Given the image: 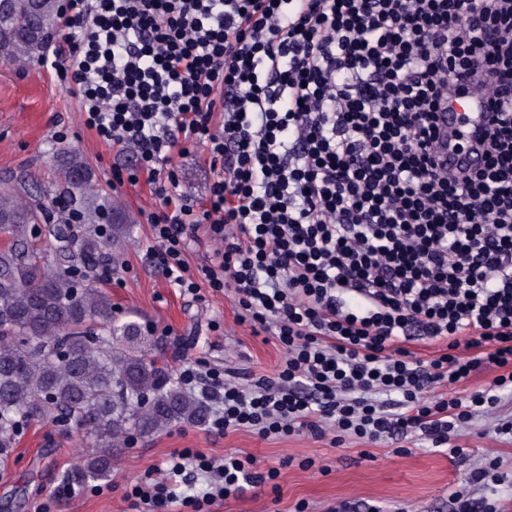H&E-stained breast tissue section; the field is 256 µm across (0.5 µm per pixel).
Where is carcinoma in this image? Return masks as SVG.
I'll return each instance as SVG.
<instances>
[{
	"instance_id": "cac0c4a2",
	"label": "carcinoma",
	"mask_w": 512,
	"mask_h": 512,
	"mask_svg": "<svg viewBox=\"0 0 512 512\" xmlns=\"http://www.w3.org/2000/svg\"><path fill=\"white\" fill-rule=\"evenodd\" d=\"M59 0H0V60L35 61L55 33ZM68 189L89 193L92 171L78 156L58 172ZM21 179H0V466L19 429L67 423L92 451L75 476L110 480L127 435L201 425L207 407L151 357L140 324L112 313L93 269L110 248L136 242L126 211L111 208L104 240L91 224L47 221L25 200Z\"/></svg>"
}]
</instances>
